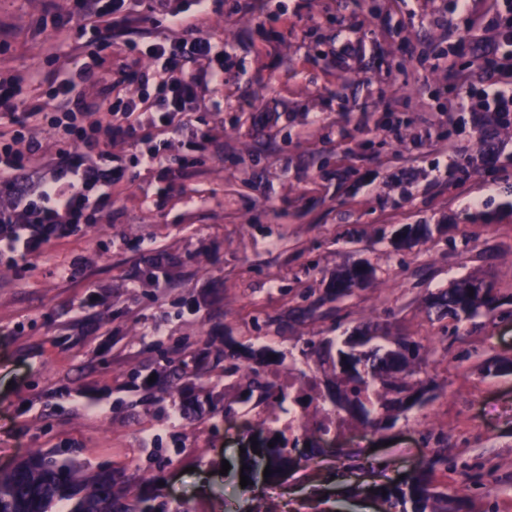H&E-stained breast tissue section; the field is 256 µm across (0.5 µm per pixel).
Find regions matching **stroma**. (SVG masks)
<instances>
[{
    "instance_id": "35a3bbf8",
    "label": "stroma",
    "mask_w": 512,
    "mask_h": 512,
    "mask_svg": "<svg viewBox=\"0 0 512 512\" xmlns=\"http://www.w3.org/2000/svg\"><path fill=\"white\" fill-rule=\"evenodd\" d=\"M494 0H476L465 27L441 0H213L200 32L222 44L224 81H206L199 116L211 146L170 148L177 186L165 201L154 172L113 186L111 213L45 244L21 265L0 258V467L42 448L92 470L137 473L160 502L189 512H246L250 495L221 474L250 449L238 388L223 367L192 399L143 401L142 374L164 358L190 359L199 340L264 338L299 353L313 336H411L439 348L428 401L378 433L349 422L334 449L258 484L271 512H386L374 486L408 475L429 449L448 448L449 492L469 512H512V123L495 139L459 133L446 112L455 56L481 86L482 45L495 37ZM77 0H0V78L21 77L23 98L53 111L56 77L78 70L91 35ZM362 51L342 71L343 29ZM151 23L116 30L83 86L87 123L102 122L112 82ZM495 168L447 176L449 147ZM482 199L479 208L470 199ZM428 225L408 243L407 227ZM375 275L341 306L320 304L340 270ZM77 278H70L71 266ZM491 283L493 318H437L427 300L456 280ZM97 306L85 303L89 292ZM232 416H225V409ZM493 472L496 493L476 484Z\"/></svg>"
}]
</instances>
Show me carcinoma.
Segmentation results:
<instances>
[{"label": "carcinoma", "instance_id": "cac0c4a2", "mask_svg": "<svg viewBox=\"0 0 512 512\" xmlns=\"http://www.w3.org/2000/svg\"><path fill=\"white\" fill-rule=\"evenodd\" d=\"M374 269L361 265L340 274L336 289L321 302H334L351 294L355 282H365ZM494 289L475 287L468 279L456 282L431 301L436 313L453 318L462 324L477 315L490 316L496 307ZM321 364H330L342 375L336 392L325 394L320 384L308 386L309 368L297 365L294 357L270 351L274 359L259 361L241 370L229 360L231 352H224V379L240 385V401L267 413L260 429L267 432L262 441L260 456L270 465L268 479L278 476L290 464L299 468L304 460L294 457L300 441L312 442L327 435L317 427H307L297 434L275 425L271 415L284 409L290 398L288 386L272 379L268 367L288 364V376L295 387L294 402L303 414L320 405H331L336 415L347 414L370 430L380 426V410L391 405L403 412L410 410L432 390L428 372L431 348L407 336L394 337L395 348L377 346L370 351L360 350L363 340L348 339L345 346H337L336 339L328 336L310 340ZM206 368L184 360L167 361L164 374L156 377L152 386L158 388L164 379L171 382L172 391L185 396L205 384ZM274 447H268V443ZM448 470V456L441 448H431L424 457L421 469L402 485L383 484L375 489L379 498L392 512H462L465 501L456 494L437 491L436 475ZM155 495L143 492L128 498L113 476L103 472H88L72 460H59L52 453L35 449L23 463L0 470V512H57V506L67 503L64 512H156Z\"/></svg>", "mask_w": 512, "mask_h": 512}]
</instances>
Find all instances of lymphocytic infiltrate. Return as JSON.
I'll use <instances>...</instances> for the list:
<instances>
[{
  "mask_svg": "<svg viewBox=\"0 0 512 512\" xmlns=\"http://www.w3.org/2000/svg\"><path fill=\"white\" fill-rule=\"evenodd\" d=\"M127 0H91L96 24L89 41L90 60L112 44V24L126 11ZM170 0H146L148 18L156 29L145 52L158 67L152 71L121 72V80L140 86L137 95L117 98L106 107L107 119L91 127L81 123L82 113L57 112L50 123L58 136L75 143L76 151L45 158L39 143L18 150L28 124L41 119L40 107L19 99L17 83L0 80V245L14 262H23L52 239L69 236L76 227L94 223L112 209V185L133 181L126 167L112 155L115 146L134 149V164L169 172L164 145L153 135L171 136L192 151L206 150L210 135L196 113L203 76L224 78L222 48L197 36L196 21L209 10L210 0H187L173 8ZM496 39L480 54L483 67L503 78L487 87L467 91L473 133L503 124L512 115V0L507 14L496 23ZM180 37H171V30Z\"/></svg>",
  "mask_w": 512,
  "mask_h": 512,
  "instance_id": "lymphocytic-infiltrate-1",
  "label": "lymphocytic infiltrate"
}]
</instances>
